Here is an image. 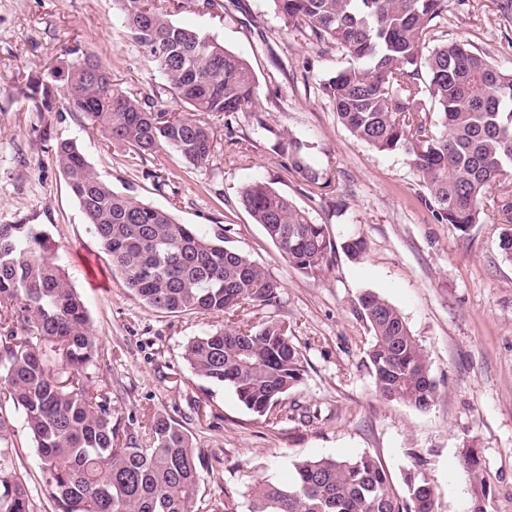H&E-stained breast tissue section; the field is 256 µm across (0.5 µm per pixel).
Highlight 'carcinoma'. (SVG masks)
I'll list each match as a JSON object with an SVG mask.
<instances>
[{
  "label": "carcinoma",
  "mask_w": 512,
  "mask_h": 512,
  "mask_svg": "<svg viewBox=\"0 0 512 512\" xmlns=\"http://www.w3.org/2000/svg\"><path fill=\"white\" fill-rule=\"evenodd\" d=\"M130 41L166 84L139 102L114 88L94 55L70 48L65 64L47 68L21 93L40 112L59 107L82 115L86 128L140 158L168 151L200 167L211 160L210 127L157 108L170 94L189 111L238 112L257 101L258 81L245 59L213 37L175 24L165 0H116ZM284 28L348 66L318 83L337 119L379 153L403 151L422 180L424 202L439 220L465 232L474 224H509L499 248L512 260V196L496 191L512 170V69L465 41L441 37L447 0H270ZM441 116L439 128L427 113ZM288 163L310 185L321 174L308 146L288 138ZM93 233L125 287L166 313L224 316L277 302L281 285L249 257L224 246L230 228L207 237L163 209L119 193L92 169L72 139L53 146ZM241 202L295 270L322 272L340 248L359 261L361 238L335 246L288 197L263 182ZM0 401L22 412L35 442L49 496L58 512H193L202 476L192 438L172 419L155 416L119 435L107 397L89 384L86 368L99 348L81 296L35 224H0ZM357 316L368 330L366 352L376 394L426 410L436 383L425 354L399 310L367 292ZM184 360L199 378L230 387L253 415L278 416L305 372L288 326H233L192 338ZM9 419L0 407V512H31L24 475L11 460ZM148 437L150 446L141 445ZM462 466L472 479V512H485L490 490L478 457ZM285 483L253 484L244 512H435L436 491L417 468L399 490L371 455L306 458Z\"/></svg>",
  "instance_id": "cac0c4a2"
}]
</instances>
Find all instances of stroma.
<instances>
[{"label":"stroma","instance_id":"obj_1","mask_svg":"<svg viewBox=\"0 0 512 512\" xmlns=\"http://www.w3.org/2000/svg\"><path fill=\"white\" fill-rule=\"evenodd\" d=\"M220 10L189 5L174 23L201 31L250 64L258 103L232 122L207 116L210 162L194 168L176 154L162 167L86 129L80 114L39 112L19 92L29 76L63 61L68 48L94 53L128 97L164 84L126 38L115 0H0V224H39L57 262L81 295L100 355L88 373L107 393L112 419L162 415L192 436L202 484L195 512H222L261 479L287 480L295 461L369 454L394 483L417 459L436 491V512H469L471 485L461 468L477 452L491 487L488 512H512V260L498 247L499 224L468 230L436 220L407 156L381 154L338 122L316 82L347 64L284 31L269 0H223ZM448 40L484 50L512 68V22L495 0H448ZM73 139L117 192L172 210L183 224L214 235L265 267L282 285L276 305L241 312L239 325L285 322L306 372L277 419L247 411L231 389L207 383L183 359L187 342L223 318L158 312L125 288L91 232L51 151ZM312 144L311 162L328 184L308 186L288 167L289 138ZM263 181L326 225L334 243L360 237L363 260L336 252L316 276L293 269L241 203L243 187ZM371 291L402 314L437 383L420 412L380 399L366 366L369 335L355 313ZM13 428V464L26 477L33 512H56L24 419Z\"/></svg>","mask_w":512,"mask_h":512}]
</instances>
